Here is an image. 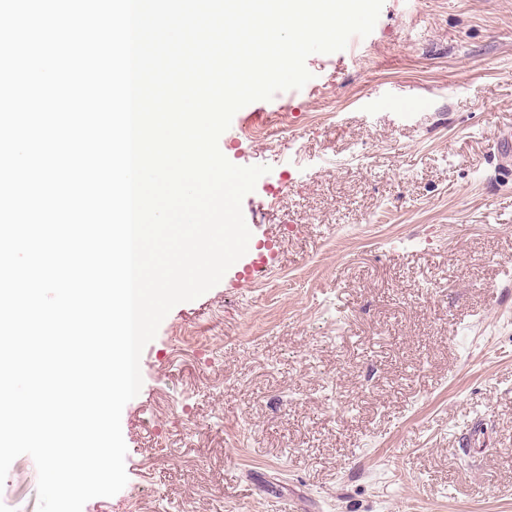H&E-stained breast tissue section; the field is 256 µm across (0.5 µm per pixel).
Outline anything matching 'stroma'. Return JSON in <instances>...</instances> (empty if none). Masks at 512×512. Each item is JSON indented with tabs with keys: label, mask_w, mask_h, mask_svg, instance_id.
<instances>
[{
	"label": "stroma",
	"mask_w": 512,
	"mask_h": 512,
	"mask_svg": "<svg viewBox=\"0 0 512 512\" xmlns=\"http://www.w3.org/2000/svg\"><path fill=\"white\" fill-rule=\"evenodd\" d=\"M306 67L220 136L269 168L248 251L144 348L83 512H512V0H384ZM37 482L17 457L0 512Z\"/></svg>",
	"instance_id": "35a3bbf8"
}]
</instances>
